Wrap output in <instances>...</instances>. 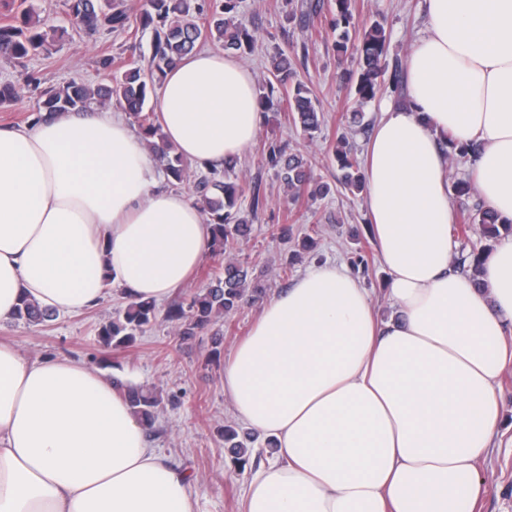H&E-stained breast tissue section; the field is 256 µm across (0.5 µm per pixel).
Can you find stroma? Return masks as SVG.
<instances>
[{"instance_id":"35a3bbf8","label":"stroma","mask_w":512,"mask_h":512,"mask_svg":"<svg viewBox=\"0 0 512 512\" xmlns=\"http://www.w3.org/2000/svg\"><path fill=\"white\" fill-rule=\"evenodd\" d=\"M303 2L240 0V19L258 35L253 52L242 58L255 83L266 78L274 48L306 46L308 62L298 74L323 112L324 125L320 135L309 139L289 123L283 112L265 113L257 136L242 155L234 180L259 188L267 206L255 219L250 240L240 244L238 250L249 256L256 274L267 281L266 293L271 296L290 287L312 262H344L356 247H364L370 258V272L361 283L385 318L392 312L384 294L386 272L367 233L365 200L363 195L355 196L341 189L340 171L330 148L331 138L344 133L342 113L350 111L355 100L353 89L340 81L339 73L354 68L356 56L351 51L340 54L333 49L334 36L329 28L331 0H320L321 11L307 21L289 19L291 6ZM353 15L359 31L373 20L383 22L388 55L392 58L407 57L424 23L422 0H355ZM130 46L142 60H149L150 35L141 34L134 40L115 33L89 38L73 31L57 42L51 53L29 60L27 68L46 86L71 80L95 85L107 79L105 70L98 65L99 59L120 56ZM268 139L286 143L292 151L309 157L316 177L331 185V194L313 204L321 218L319 229H312L299 219L310 205L307 200L291 202L274 170L264 165L261 149ZM291 214L297 220L293 241L286 247L269 237L267 227L285 223ZM309 233L314 236L313 250L304 252L302 261L287 277H279L286 248H300L303 237ZM125 305V299L109 293L84 313L60 316L45 325H29L15 319L1 321L0 338L13 342L33 361L69 358L96 368L105 367L108 374L128 383L161 390L164 399L149 438L174 466L193 478L196 512H240L247 474L234 470L231 456L217 434L219 426L235 424L236 419L224 396V367L210 363L209 354L213 334L218 331L223 335L222 353L230 355L234 345L249 334L257 321L261 302L242 305L218 322L215 331L203 332L188 342L182 341L173 323L160 317L133 347H102L97 336L99 327ZM500 395L503 421L482 467L488 493L478 512H512V372L503 376Z\"/></svg>"}]
</instances>
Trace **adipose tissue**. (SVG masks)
<instances>
[{"label":"adipose tissue","mask_w":512,"mask_h":512,"mask_svg":"<svg viewBox=\"0 0 512 512\" xmlns=\"http://www.w3.org/2000/svg\"><path fill=\"white\" fill-rule=\"evenodd\" d=\"M409 104L382 108L365 205L393 307L346 264L313 263L269 298L224 363L235 417L273 443L243 512H474L512 371V236L481 285L451 268L441 132L481 152L482 202L512 220V0H423ZM161 129L201 170L241 155L262 121L251 71L184 59L158 91ZM109 109L0 126V321L21 300L66 315L102 298L163 302L209 256L211 229ZM0 512H194L190 481L151 448L111 378L0 341Z\"/></svg>","instance_id":"obj_1"}]
</instances>
